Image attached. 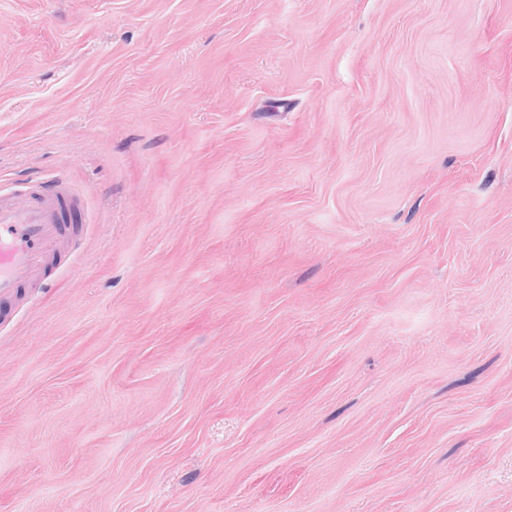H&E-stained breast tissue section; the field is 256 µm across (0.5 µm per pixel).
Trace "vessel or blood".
Listing matches in <instances>:
<instances>
[{"label": "vessel or blood", "mask_w": 512, "mask_h": 512, "mask_svg": "<svg viewBox=\"0 0 512 512\" xmlns=\"http://www.w3.org/2000/svg\"><path fill=\"white\" fill-rule=\"evenodd\" d=\"M80 211L62 183L50 193L0 198V302L16 300L25 286L46 287L48 261L68 245Z\"/></svg>", "instance_id": "b4317fda"}]
</instances>
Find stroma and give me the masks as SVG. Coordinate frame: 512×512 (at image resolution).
I'll return each instance as SVG.
<instances>
[{"instance_id": "stroma-1", "label": "stroma", "mask_w": 512, "mask_h": 512, "mask_svg": "<svg viewBox=\"0 0 512 512\" xmlns=\"http://www.w3.org/2000/svg\"><path fill=\"white\" fill-rule=\"evenodd\" d=\"M60 178L0 512H512V0H0Z\"/></svg>"}]
</instances>
